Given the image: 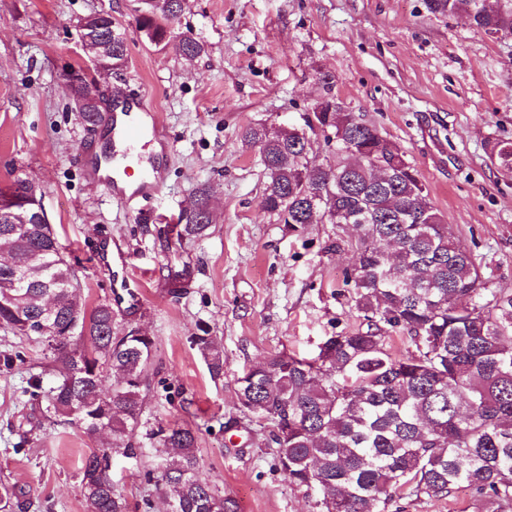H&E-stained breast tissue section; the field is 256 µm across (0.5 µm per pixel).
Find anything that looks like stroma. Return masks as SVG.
I'll return each instance as SVG.
<instances>
[{"label":"stroma","mask_w":512,"mask_h":512,"mask_svg":"<svg viewBox=\"0 0 512 512\" xmlns=\"http://www.w3.org/2000/svg\"><path fill=\"white\" fill-rule=\"evenodd\" d=\"M136 0H0V185L22 178L66 255L78 258L86 309L110 301L113 280L95 257L103 239L130 256L140 307L125 325L155 340L142 388V425H181L197 436L199 476L233 498L239 512H312L284 481L259 424L234 428L236 379L265 356L317 353L327 337L359 322L350 235L326 222L289 230L261 208L266 173L249 126L300 123L322 97L396 143L417 170L457 242L495 288H512V176L489 159L512 142V37L478 31L463 16L431 12L428 0H187L179 36L205 53L186 62L175 45L150 44L136 25ZM111 13L128 43L125 66L95 74L104 97H144L159 112L168 147L165 181L143 221L84 176V152L101 137L88 127L64 75L86 66L77 22ZM207 188L213 222L183 240L178 214ZM188 286L171 294L172 273ZM208 325L224 347V377L213 381L190 342ZM46 345L0 329V482L22 512H91L82 462L94 448L73 425H59L31 401L29 381L52 386ZM135 459L112 461L129 512H167L144 473L161 466L141 440ZM389 512H477L468 491L456 501H393Z\"/></svg>","instance_id":"35a3bbf8"}]
</instances>
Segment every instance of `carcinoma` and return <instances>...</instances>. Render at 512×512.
I'll use <instances>...</instances> for the list:
<instances>
[{"mask_svg": "<svg viewBox=\"0 0 512 512\" xmlns=\"http://www.w3.org/2000/svg\"><path fill=\"white\" fill-rule=\"evenodd\" d=\"M186 0H139L137 26L166 45ZM434 13L461 14L472 27L512 34V0H429ZM112 37V68L126 63V37L112 14L79 20ZM191 62L205 52L181 40ZM309 130L335 148L334 165L308 161L305 132L250 126L242 141L258 148L266 170L261 206L291 231L327 220L354 223L355 306L361 322L328 337L310 358L275 352L237 378L242 418L269 426L277 469L314 502V512H388L396 497L444 499L465 487L478 512H512V289L492 288L473 255L429 199L405 153L335 96L312 108ZM491 163L512 173V143H495ZM28 181L0 187V200L34 217ZM211 224L207 190L177 216L179 237H201ZM75 269L52 225L12 224L0 210V328L47 343L59 381L31 398L45 416L74 424L89 438L110 440L83 461L92 512H128L112 480V459L142 452L141 387L155 341L122 329L112 304L86 313ZM51 331H42L43 327ZM408 343L393 351L391 333ZM86 337L87 350L78 343ZM191 344L210 376H224V349L199 324ZM120 379L108 388L105 371ZM164 464L159 476L169 512H238L198 476L196 436L181 426L147 433ZM15 488L0 483V512L21 508Z\"/></svg>", "mask_w": 512, "mask_h": 512, "instance_id": "cac0c4a2", "label": "carcinoma"}]
</instances>
